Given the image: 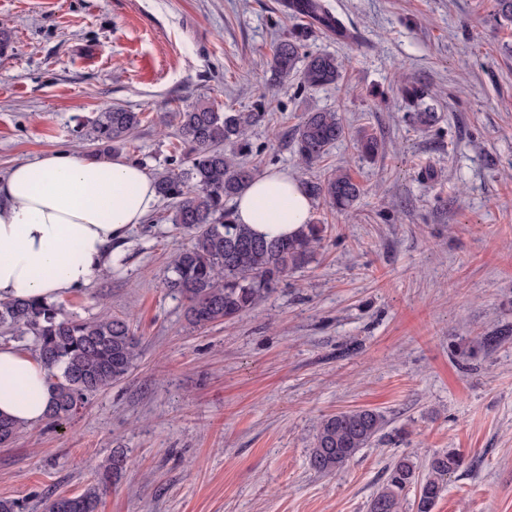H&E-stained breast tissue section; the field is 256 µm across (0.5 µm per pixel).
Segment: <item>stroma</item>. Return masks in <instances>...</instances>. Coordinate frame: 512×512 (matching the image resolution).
<instances>
[{
  "label": "stroma",
  "mask_w": 512,
  "mask_h": 512,
  "mask_svg": "<svg viewBox=\"0 0 512 512\" xmlns=\"http://www.w3.org/2000/svg\"><path fill=\"white\" fill-rule=\"evenodd\" d=\"M493 0H330L354 41L314 28L311 52L344 79L272 87L264 63L292 21L282 0H0V176L51 151L90 154L91 121L141 113L123 157L148 173L181 160L174 115L196 102L270 120L249 133L256 173L348 170L363 193L314 202L321 247L252 313L194 327L165 286L188 243L159 201L118 247L125 263L62 298L88 320L130 314L140 354L127 376L59 425L0 447V499L44 512L77 495L113 452L127 458L97 512H368L386 464L455 451L433 512H512V28ZM432 92L438 119L405 115L400 88ZM333 110L377 136L303 167L286 140ZM505 332L486 348L482 336ZM381 411L387 425L341 470H311L321 418Z\"/></svg>",
  "instance_id": "35a3bbf8"
}]
</instances>
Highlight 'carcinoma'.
<instances>
[{
  "label": "carcinoma",
  "instance_id": "cac0c4a2",
  "mask_svg": "<svg viewBox=\"0 0 512 512\" xmlns=\"http://www.w3.org/2000/svg\"><path fill=\"white\" fill-rule=\"evenodd\" d=\"M284 7L298 18H310L322 29L344 36L343 22L326 0H285ZM493 19L512 26V0H494ZM311 28L296 24L280 37L268 62L271 81L282 83L295 74L301 85L322 88L337 83L341 66L330 53H305ZM402 99L409 118L428 127L435 113L426 104L428 88L407 83ZM262 107L252 112H220L200 101L175 113L177 130L187 146L186 166L168 167L155 179L159 196L171 201L167 220L189 243L173 254L165 286L187 302L192 323L204 328L255 311L272 286L288 272L303 267L324 239L325 225H303L295 236L256 235L238 224L228 203L254 177V168L228 153L224 145L247 146L248 131L265 120ZM141 123V113L120 106L98 113L88 134L95 156L120 153ZM350 138L367 158L378 155V140L363 130L349 131L334 111L308 112L294 129L291 143L302 163L322 161L340 141ZM312 199L337 210H348L360 199L362 188L352 175L336 169L323 178L303 182ZM0 327L33 338L35 352L48 372L53 391L48 420L58 423L73 414L96 392L123 379L139 355V342L126 315L106 313L95 320L70 317L46 299L0 303ZM386 425L384 415L372 409H350L326 415L319 423L309 465L319 474L342 469L368 447ZM18 427L0 416V446L9 445ZM464 464L456 452H439L428 459L425 472L400 456L388 467L387 477L372 497L369 512H402L410 487L418 490L417 512H433L447 486L448 475ZM126 466V457L112 454L97 482L80 495H57L48 512H95L101 492Z\"/></svg>",
  "mask_w": 512,
  "mask_h": 512
}]
</instances>
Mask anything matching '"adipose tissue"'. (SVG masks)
Masks as SVG:
<instances>
[{
  "label": "adipose tissue",
  "instance_id": "1",
  "mask_svg": "<svg viewBox=\"0 0 512 512\" xmlns=\"http://www.w3.org/2000/svg\"><path fill=\"white\" fill-rule=\"evenodd\" d=\"M158 201L153 178L124 158L53 151L16 164L0 178V302L87 286ZM311 215L300 180L281 171L254 177L234 208L237 223L270 236L297 234ZM51 400L40 359L0 345V415L34 427Z\"/></svg>",
  "mask_w": 512,
  "mask_h": 512
}]
</instances>
